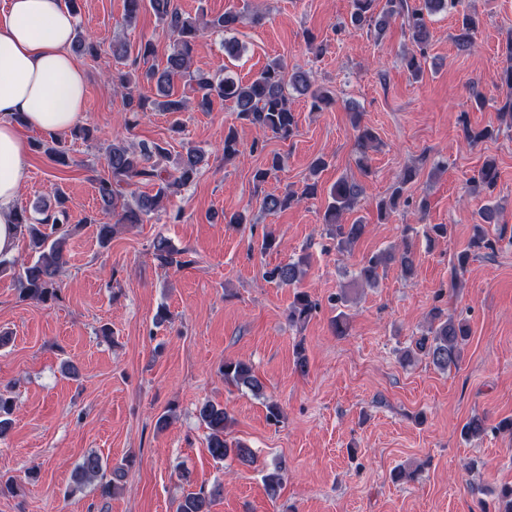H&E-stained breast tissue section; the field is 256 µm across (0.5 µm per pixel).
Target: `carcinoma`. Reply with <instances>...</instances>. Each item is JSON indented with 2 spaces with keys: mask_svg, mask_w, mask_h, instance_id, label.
Masks as SVG:
<instances>
[{
  "mask_svg": "<svg viewBox=\"0 0 512 512\" xmlns=\"http://www.w3.org/2000/svg\"><path fill=\"white\" fill-rule=\"evenodd\" d=\"M378 2L379 0H350L349 26L353 29L366 27L380 38L391 20L401 19L402 24L408 27L412 40V49L403 58V63L413 78H419L430 45V31L425 17L446 11L461 0H385L379 12L376 11L379 7ZM147 7L151 8L167 30L176 36V44L163 69L151 67L143 73L146 81L155 83L157 88V97L150 99L136 90V82L132 80L130 73L121 69L124 61L130 56L128 44L124 41L112 42V58L117 65L112 72V83L121 92L125 111L135 116L156 111L175 115L185 111L189 100L182 95H176L173 89L175 81L183 80L191 87L195 106L201 111H209L217 99L232 103L238 117L262 133V136L255 138L251 143V150L262 154L267 146L266 137L286 141L292 138L297 130L298 121L289 104V90L293 89L308 98L314 110H320L331 102V96L316 86L307 73L289 72L280 60L269 63L256 77L244 83L228 74L222 77L212 76L192 69L193 52L201 31L209 28L219 32H231L241 22L240 13L227 11L213 18L195 20L185 16L176 7L174 0H125L124 22L128 25L133 24L140 11ZM478 28L479 20L475 15L468 12L460 13L458 33L455 36L458 45L471 46ZM73 48L93 58L99 55V46L91 38L84 36L81 30L76 32ZM461 124L464 139L472 146L495 136V130L491 128H472L464 116L461 117ZM376 141L377 137L370 128L365 127L359 131L356 140L359 150L358 162H364L367 149ZM45 153L56 163H68L67 148L60 138H52V145L45 148ZM168 161L167 149L157 143L136 147L115 139L107 147L106 162L109 175L95 178L94 184L101 208L112 213L115 223L96 225L100 246L108 245L115 225L141 224L151 214L159 211L171 188L184 186L194 180L196 171L204 161V155L198 149L189 147L170 169L167 168ZM282 165L281 156L274 154L268 159L267 167L256 170L254 179L264 182L270 175L279 171ZM415 176L416 173L408 169L399 177L389 195L378 201V217H385L397 206L407 202L405 194ZM498 178L496 164L488 161L480 169L475 183L491 193L497 185ZM146 184L157 187L155 194H141L137 198L136 206H131L126 201L127 192ZM362 192L361 186L345 178L338 179L329 191L323 224L326 225V235L336 242V248L339 250L354 245L366 232V225L363 223H343L344 215L354 209ZM316 194L315 182L305 184L299 194H267L262 199V209L277 212ZM36 211L44 214V217L36 219L21 209L16 212V223L28 233L29 246L35 256L21 264L15 260L0 259V273L8 269L12 271L21 298L46 302L57 298L58 276L67 264L69 215L65 209L53 207L48 203L37 207ZM496 223L497 209L491 204L484 205L478 212V219L473 225L467 248L453 255L454 267L464 268L471 256L478 255L482 250L493 249L485 225ZM153 248L156 258L165 266L181 269L190 264V261L184 259L185 251L174 248L164 238L157 239L153 243ZM417 262V254L408 242L397 250H382L363 262L357 273V283L362 286H375L379 269L390 263L398 264L402 275L410 279L414 275ZM305 266L306 262L302 258L279 264L267 269L265 278L281 286H292L305 275ZM316 308L317 303L312 301L308 294L297 292L288 309V320L299 323ZM469 338L470 331L464 322L435 307L429 313L426 334L416 342V351L434 367L446 371L459 366ZM221 372L226 383L244 387L255 395L263 394L264 385L247 361L226 359ZM14 408L13 398L0 392V436L5 435L10 429V416ZM198 415L209 430L207 449L213 459L222 460L233 455L244 464L254 462L253 452L247 445L241 442L230 443L224 437L228 425V415L224 407L205 401L199 406ZM487 431L486 420L474 416L463 426L461 434L464 438L473 440L482 438ZM98 477L104 479L100 484L101 496H111L116 484L113 479L106 478V465L103 459L96 453H90L76 468L73 482L80 487ZM221 491L222 487L219 484L209 490L201 487L197 491H189L183 495L177 512H210L212 501L221 494Z\"/></svg>",
  "mask_w": 512,
  "mask_h": 512,
  "instance_id": "carcinoma-1",
  "label": "carcinoma"
}]
</instances>
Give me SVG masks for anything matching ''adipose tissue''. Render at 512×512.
Instances as JSON below:
<instances>
[{"mask_svg":"<svg viewBox=\"0 0 512 512\" xmlns=\"http://www.w3.org/2000/svg\"><path fill=\"white\" fill-rule=\"evenodd\" d=\"M75 24L64 0H7L0 9V256L13 255L22 235L20 127L64 132L85 115L87 75L70 50Z\"/></svg>","mask_w":512,"mask_h":512,"instance_id":"ef3b65f1","label":"adipose tissue"}]
</instances>
